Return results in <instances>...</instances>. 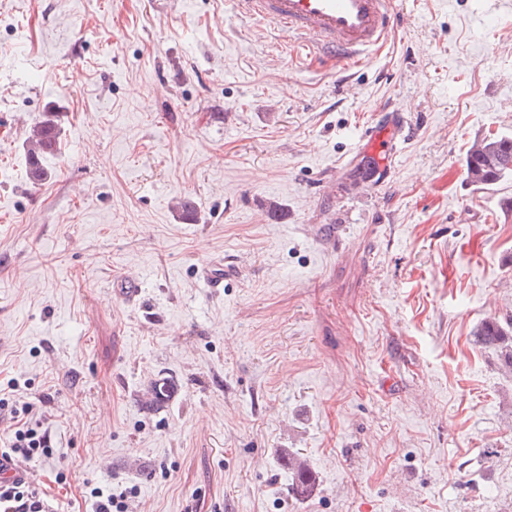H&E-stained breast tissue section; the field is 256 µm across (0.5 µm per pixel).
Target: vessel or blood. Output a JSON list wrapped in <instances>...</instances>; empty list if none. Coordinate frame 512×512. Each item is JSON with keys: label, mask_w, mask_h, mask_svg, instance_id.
Segmentation results:
<instances>
[{"label": "vessel or blood", "mask_w": 512, "mask_h": 512, "mask_svg": "<svg viewBox=\"0 0 512 512\" xmlns=\"http://www.w3.org/2000/svg\"><path fill=\"white\" fill-rule=\"evenodd\" d=\"M234 10L258 23H269L305 46L335 54L343 65L362 63L388 42L393 0H231ZM403 115H390L384 124L366 131L357 152L384 158L401 148L393 130L404 128ZM37 483L36 471L0 461V482Z\"/></svg>", "instance_id": "1"}]
</instances>
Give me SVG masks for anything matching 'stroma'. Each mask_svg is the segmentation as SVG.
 Returning <instances> with one entry per match:
<instances>
[{
  "instance_id": "35a3bbf8",
  "label": "stroma",
  "mask_w": 512,
  "mask_h": 512,
  "mask_svg": "<svg viewBox=\"0 0 512 512\" xmlns=\"http://www.w3.org/2000/svg\"><path fill=\"white\" fill-rule=\"evenodd\" d=\"M390 107L384 179L355 147ZM491 132L512 0H394L347 72L227 0H0V398L34 405L56 512H512V369L475 337L512 320V179L465 171ZM61 119L56 112H45L29 131L25 141V153L28 161V176L32 184H42L50 176L44 166L43 158L58 150L61 137ZM291 469L294 473L291 492L295 499L304 500L310 497L314 491L311 481V470L306 460L300 457H289ZM124 490H114L112 488L103 489L95 487L90 491L89 501L90 512H129V496L132 493Z\"/></svg>"
}]
</instances>
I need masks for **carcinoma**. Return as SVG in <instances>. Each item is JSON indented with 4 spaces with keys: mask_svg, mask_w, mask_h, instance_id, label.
<instances>
[{
    "mask_svg": "<svg viewBox=\"0 0 512 512\" xmlns=\"http://www.w3.org/2000/svg\"><path fill=\"white\" fill-rule=\"evenodd\" d=\"M61 137V119L54 112L44 113L29 131L25 141L28 176L33 184H41L50 176L43 158L57 152ZM467 177L471 183L488 187L512 178V135L490 133L470 150L466 158ZM481 345L497 350L505 364L512 368V323L502 324L491 319L484 321L476 332ZM294 473L291 492L295 499L304 500L314 491L311 470L306 460L290 458Z\"/></svg>",
    "mask_w": 512,
    "mask_h": 512,
    "instance_id": "cac0c4a2",
    "label": "carcinoma"
}]
</instances>
